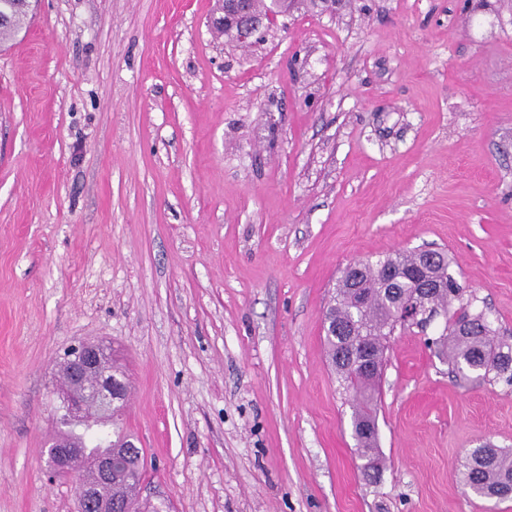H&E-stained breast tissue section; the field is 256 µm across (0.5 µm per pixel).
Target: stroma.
Returning <instances> with one entry per match:
<instances>
[{"mask_svg": "<svg viewBox=\"0 0 512 512\" xmlns=\"http://www.w3.org/2000/svg\"><path fill=\"white\" fill-rule=\"evenodd\" d=\"M217 0H40L0 47V512L49 481L58 362L109 346L158 512H512V387L396 330L376 484L324 344L344 268L448 253L512 336V0H294L246 50ZM485 443L474 448L464 462V486L482 497L512 498V455Z\"/></svg>", "mask_w": 512, "mask_h": 512, "instance_id": "obj_1", "label": "stroma"}]
</instances>
